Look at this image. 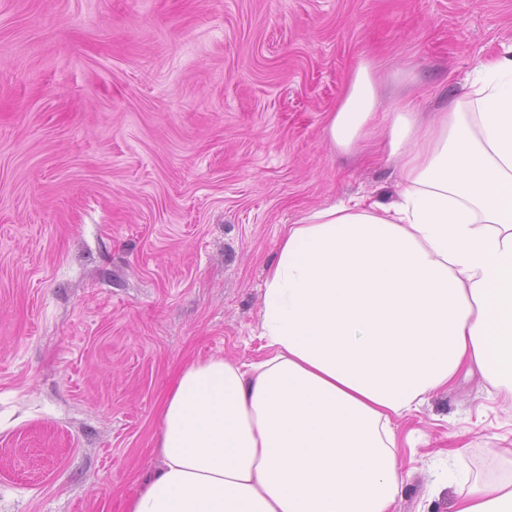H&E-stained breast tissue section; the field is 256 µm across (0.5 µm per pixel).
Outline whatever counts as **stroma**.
Listing matches in <instances>:
<instances>
[{"label": "stroma", "mask_w": 512, "mask_h": 512, "mask_svg": "<svg viewBox=\"0 0 512 512\" xmlns=\"http://www.w3.org/2000/svg\"><path fill=\"white\" fill-rule=\"evenodd\" d=\"M508 42L512 0H0V512H124L171 373L265 355L286 225L395 195L325 131L360 62L428 112ZM397 426L392 512H452L448 449L512 454L477 375Z\"/></svg>", "instance_id": "obj_1"}]
</instances>
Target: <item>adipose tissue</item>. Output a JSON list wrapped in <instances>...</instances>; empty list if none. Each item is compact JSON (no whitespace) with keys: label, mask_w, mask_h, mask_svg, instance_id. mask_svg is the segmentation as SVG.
<instances>
[{"label":"adipose tissue","mask_w":512,"mask_h":512,"mask_svg":"<svg viewBox=\"0 0 512 512\" xmlns=\"http://www.w3.org/2000/svg\"><path fill=\"white\" fill-rule=\"evenodd\" d=\"M365 63L327 117L345 151L383 130L388 202L288 225L262 285L267 357L187 360L159 404L158 469L126 512H392L397 418L460 372L512 400V43L426 123L382 110ZM453 512H512V457Z\"/></svg>","instance_id":"obj_1"}]
</instances>
